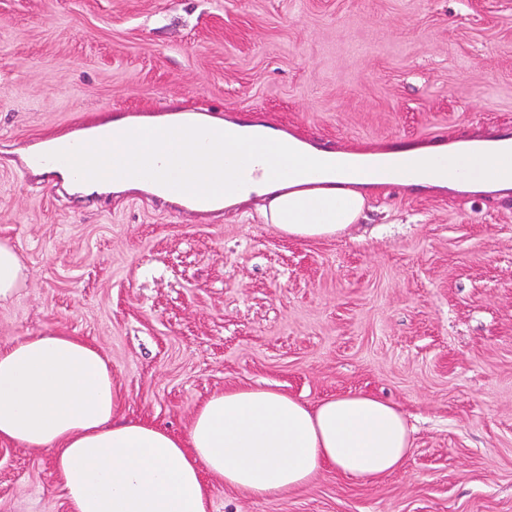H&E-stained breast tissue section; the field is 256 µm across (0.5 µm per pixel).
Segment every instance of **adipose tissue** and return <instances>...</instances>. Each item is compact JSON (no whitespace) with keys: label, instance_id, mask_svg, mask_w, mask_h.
<instances>
[{"label":"adipose tissue","instance_id":"obj_1","mask_svg":"<svg viewBox=\"0 0 512 512\" xmlns=\"http://www.w3.org/2000/svg\"><path fill=\"white\" fill-rule=\"evenodd\" d=\"M210 117L177 110L160 118L155 140L140 142L138 118L105 120L82 131V161L98 178L77 191L146 190L194 211L262 199L263 223L297 239L342 234L364 214L380 186L495 193L512 188V163L469 148L408 149L394 174L357 169L348 150H323L263 125L228 122L200 153ZM156 166L106 174L109 154ZM193 181L197 191L173 194ZM112 366L85 339L57 331L0 346V441L51 452L69 512H209V480L257 498L280 495L334 470L373 481L400 469L412 449L404 413L377 396L353 392L306 404L281 391L235 386L196 410L185 435L146 421L113 418Z\"/></svg>","mask_w":512,"mask_h":512}]
</instances>
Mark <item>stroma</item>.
<instances>
[{
  "instance_id": "1",
  "label": "stroma",
  "mask_w": 512,
  "mask_h": 512,
  "mask_svg": "<svg viewBox=\"0 0 512 512\" xmlns=\"http://www.w3.org/2000/svg\"><path fill=\"white\" fill-rule=\"evenodd\" d=\"M319 147L512 134V0H0V243L26 277L0 344L46 329L112 366L115 417L184 434L211 395L396 404L412 454L373 482L323 471L210 512H512V193L383 186L350 233L257 212L84 195L25 151L178 104ZM0 512H68L51 456L0 442Z\"/></svg>"
}]
</instances>
